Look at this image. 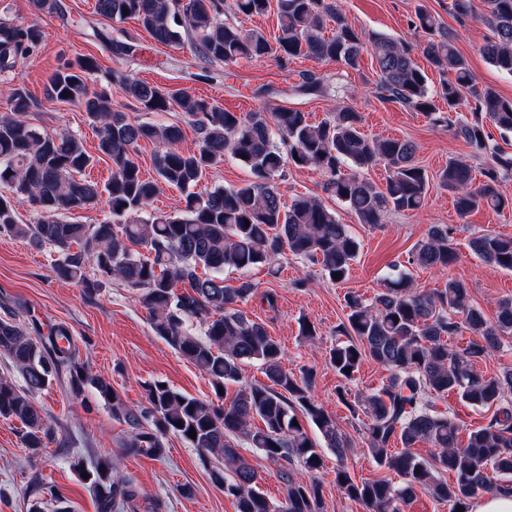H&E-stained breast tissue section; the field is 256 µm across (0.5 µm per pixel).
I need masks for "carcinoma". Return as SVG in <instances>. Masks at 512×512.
<instances>
[{
	"label": "carcinoma",
	"mask_w": 512,
	"mask_h": 512,
	"mask_svg": "<svg viewBox=\"0 0 512 512\" xmlns=\"http://www.w3.org/2000/svg\"><path fill=\"white\" fill-rule=\"evenodd\" d=\"M481 17L491 31L482 47L486 60L512 75V0H485ZM276 8L279 34L269 39L258 30H243L224 21V0H96L97 13L115 22L134 19L162 45L191 42L197 56L209 64L230 65L240 60L274 58L283 62L305 56L337 62L357 70L363 53L371 52L386 99L422 112L437 125L444 111L461 113L453 135L485 159L483 179L475 183L472 168L458 158L437 173L440 186L454 198L464 219L486 207L512 210V197L499 190L512 176V152L493 142L489 127L505 139L512 135V99L478 84L453 36L431 13L416 11L410 20L427 41L422 54L440 76L431 89L430 78L414 58L415 48L400 38L367 34L353 27L340 0H235L233 9L245 16H261ZM333 21L324 34L326 20ZM105 49L134 56L139 47L123 29L111 37L98 32ZM41 39L37 23L0 22V71L33 51ZM115 83L136 105V111L157 116L179 112L199 132L198 144L183 150V131L177 123L141 121L113 109L112 96L94 88L100 80ZM295 90L304 95L329 92L314 72L299 73ZM67 96H62V93ZM47 98L78 105L86 112L97 139L96 151L112 163V177L104 184L81 178L96 157L81 137L69 132L48 133L30 118L34 101L27 90L14 86L8 94L9 112L0 115V231L39 246L48 244L62 256L54 266L58 278L77 283L93 294L103 279H115L131 289L147 310L155 335L205 373L216 399L196 398L154 381L145 385L146 406L132 408L110 383L91 374L76 358L70 331L63 324L50 327L41 338L13 319L0 318V354L7 356L23 384L0 376V417L18 420L25 428L27 447H46L53 430L35 406L33 396L48 387L61 369L80 394L90 385L108 402L112 417L128 427L125 453L160 458L169 436H178L200 452L214 482L235 500L236 512H322L319 482L297 480L291 468L301 464L314 474L323 458L307 428L314 427L325 447L346 457L351 443L333 417L311 392L312 375L295 374L282 365L283 350L264 323L235 308L254 294L246 274L255 266H272L285 252L307 260L337 283L345 280L357 259L360 244L335 210L318 199L297 196L282 202L279 180L291 166L319 171L328 177L332 193L360 224H383L395 213L420 210L430 188L427 170L416 159L410 139H368L361 131L363 117L349 106L336 107L331 120L308 121L305 113L282 108L267 120L261 110L243 116L226 111L185 89L163 90L132 74L101 69L94 57L56 71L46 85ZM155 146V176H142L136 159L140 143ZM245 164L252 179L239 186L195 188L210 169L227 158ZM383 167L385 186L378 188L360 174ZM184 193L177 213L144 216L162 186ZM26 202L37 213L34 224L17 221L14 203ZM104 203L112 220L103 224H75L65 212ZM77 250H72V246ZM481 261L512 271V237L491 231L469 241ZM458 260L450 229L433 225L409 254L407 263L440 273ZM242 275L236 286L224 271ZM182 290H177V286ZM347 322L336 335L329 363L345 380L353 378L368 359L390 375L379 389L348 399L345 387L337 397L354 414L367 418L363 429L373 459L398 474L397 484L353 480L347 467L336 469V485L367 512H403L419 489L448 503L449 512L472 500L512 487V370L485 375L475 366L512 335V300L501 302L494 321L469 302L463 282L450 279L430 292L413 288L409 274L394 265L385 288L367 302L356 294L345 298ZM199 319L202 334L188 322ZM245 361L260 364L266 383H240ZM239 384L234 394L228 386ZM454 393L467 404L493 409L485 424L468 432L461 442V425L452 413L431 409L435 395ZM262 425L257 426L253 420ZM182 426H176V423ZM196 430V438L188 436ZM246 443L282 470L283 498L274 503L259 488V472L242 456ZM400 444L401 450L391 446ZM419 443L433 448L426 459L411 451ZM506 476L490 479L488 470ZM452 472L448 482L440 473ZM88 481L97 512H125L140 496L127 476L112 475V463L101 462ZM40 499L30 512H41L47 498L63 500L50 487L36 489Z\"/></svg>",
	"instance_id": "cac0c4a2"
}]
</instances>
